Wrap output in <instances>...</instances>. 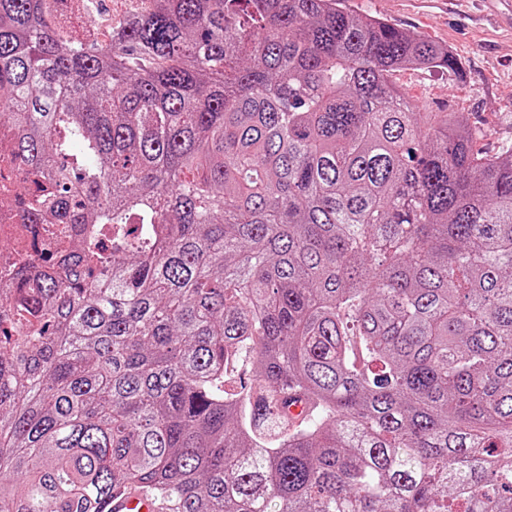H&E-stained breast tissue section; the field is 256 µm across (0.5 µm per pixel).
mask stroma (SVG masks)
Returning <instances> with one entry per match:
<instances>
[{"mask_svg":"<svg viewBox=\"0 0 512 512\" xmlns=\"http://www.w3.org/2000/svg\"><path fill=\"white\" fill-rule=\"evenodd\" d=\"M352 9L448 47L457 69H400L391 82L423 112H463L479 151L512 145V11L502 0H349Z\"/></svg>","mask_w":512,"mask_h":512,"instance_id":"stroma-1","label":"stroma"}]
</instances>
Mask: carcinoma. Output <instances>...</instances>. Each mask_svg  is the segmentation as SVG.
I'll return each mask as SVG.
<instances>
[{
    "mask_svg": "<svg viewBox=\"0 0 512 512\" xmlns=\"http://www.w3.org/2000/svg\"><path fill=\"white\" fill-rule=\"evenodd\" d=\"M55 2L0 0V189L58 241L0 282V512H512V146L390 82L448 48L345 0L116 44ZM107 512H162L163 506L142 491L130 488L118 493L105 506Z\"/></svg>",
    "mask_w": 512,
    "mask_h": 512,
    "instance_id": "1",
    "label": "carcinoma"
}]
</instances>
